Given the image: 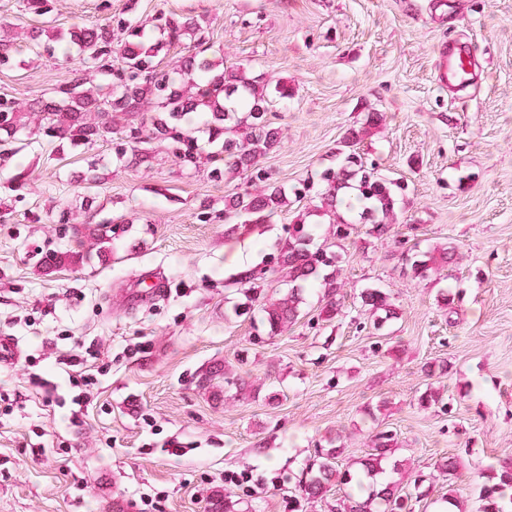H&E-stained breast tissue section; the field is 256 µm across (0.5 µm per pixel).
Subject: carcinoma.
<instances>
[{
    "mask_svg": "<svg viewBox=\"0 0 512 512\" xmlns=\"http://www.w3.org/2000/svg\"><path fill=\"white\" fill-rule=\"evenodd\" d=\"M157 24L147 30L135 18L121 22L125 37L112 43L110 25L85 27L73 24L67 29L43 30V46L51 43L74 48L82 62L91 65L106 82L94 87L80 76L55 88L51 95L40 97L30 111L40 114L39 128L53 137L65 139L75 146L94 144L112 133L118 115H133L151 103L161 116L151 118L150 125L141 122L127 126L126 143L136 156L146 155L145 145L153 139L168 140L173 154L185 161L196 162L198 139L184 123L189 112H199L205 118L207 143L214 157H224L234 170L249 171L252 180L264 182L267 172L260 159L279 141L280 131L267 117L276 100L293 95L292 87L281 81L271 87L240 68L228 69L198 53L186 58L173 70L159 68L157 57L171 44L195 37L200 22L192 17L156 18ZM118 67L112 66V60ZM385 121L384 113L369 112L360 126L348 128L343 136L344 159L335 171L324 173V189L319 193L317 212L329 217L336 226L338 239L350 235V225L369 224V233L383 237L391 231L399 216V200L405 184L378 172L352 150V147L378 132ZM27 125L23 113L8 100H0V130L13 135ZM287 200V191L270 184L255 193H236L224 198V216L237 219L263 218L280 208ZM316 225L301 217L288 232V242L280 251L278 266L288 275L292 288L288 294L267 301L262 307L263 324L275 334L295 325L301 316L303 286L312 283L320 273L331 268L339 271L343 256L330 246L316 241ZM460 251L452 243L438 245L414 255L410 265L416 279L438 278L456 265ZM265 271H251L243 277L245 302L234 309L235 314L250 308ZM327 286L324 320L339 313L336 278L324 277ZM360 307L373 318V326L382 328L398 318L389 293L380 288H365L359 293ZM395 443L390 430H380L373 439L372 453L362 463L363 473L336 467L338 454L334 440L328 449H320L291 491L296 503L314 502L330 495L333 489L362 483V476L373 478L384 472L383 462L391 455ZM490 483L480 487V512H512V497L505 491L512 488V460H505L492 470ZM409 495L392 482L381 488H370L368 494H345L336 499V512H409ZM209 512H236V502L222 489L214 491Z\"/></svg>",
    "mask_w": 512,
    "mask_h": 512,
    "instance_id": "1",
    "label": "carcinoma"
}]
</instances>
